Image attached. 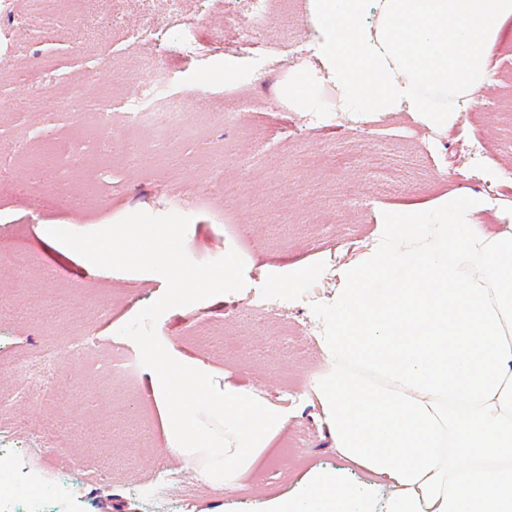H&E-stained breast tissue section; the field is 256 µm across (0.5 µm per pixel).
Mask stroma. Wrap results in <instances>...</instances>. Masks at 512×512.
<instances>
[{
	"mask_svg": "<svg viewBox=\"0 0 512 512\" xmlns=\"http://www.w3.org/2000/svg\"><path fill=\"white\" fill-rule=\"evenodd\" d=\"M260 17L243 15L263 30V45L236 53L224 0H87L73 16L61 0L60 18L71 39L44 38L27 0H11L0 11V259L15 251L32 258L14 286L32 305L67 297L49 324L0 321V460L45 467L78 468L62 486L56 512H180L179 499L192 490L190 512H263L275 495H298L305 470L344 466L307 395L278 403L288 420L294 451L273 444L241 489L213 491L177 459L164 455L163 432L149 406L148 377L137 366L128 389L109 375L114 351L130 354L137 344L121 328L166 291L158 274L90 269L81 281L66 270L76 262L39 236L42 225L92 232L143 211L189 216L184 239L188 256L206 262L236 251L245 262V287L166 311L156 332L163 342L223 369L227 381L253 387L263 398L282 389L286 378L306 381L322 374L326 356L318 337L331 311L310 308V293L326 291L323 268L343 269L366 246L378 244L389 217L403 205L437 206L441 196L468 194L495 199L494 209L468 216L491 233L512 225V31L504 34L482 88L461 106L460 117L436 130L414 124L411 113L364 117L356 124L332 113L339 94L317 55V32L309 0H267ZM164 26L156 41L143 43L134 31L143 21ZM201 55L183 54L186 36ZM39 66L53 85V102L41 110L21 108L25 99L17 70ZM171 71L167 95L184 112H207L211 123L192 127L174 146L144 153L136 166L112 151L126 127L123 105L149 98L147 74ZM305 73L313 93L310 111L325 113L323 126L302 123V111L280 100V84ZM91 75L84 100L71 96L74 78ZM110 110V137L100 136L95 115ZM487 145L480 169L467 172V141L460 129ZM84 136L96 155L78 166L74 188L53 186L58 146ZM238 182L242 194L224 200L222 185ZM401 183L395 195L379 198L380 182ZM362 231L365 247L339 242L340 232ZM59 273L46 279L41 269ZM43 349L61 350L57 405L32 401L11 371L14 359ZM179 481L164 502L150 496L165 471Z\"/></svg>",
	"mask_w": 512,
	"mask_h": 512,
	"instance_id": "obj_1",
	"label": "stroma"
}]
</instances>
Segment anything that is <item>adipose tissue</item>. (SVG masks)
Masks as SVG:
<instances>
[{"label": "adipose tissue", "mask_w": 512, "mask_h": 512, "mask_svg": "<svg viewBox=\"0 0 512 512\" xmlns=\"http://www.w3.org/2000/svg\"><path fill=\"white\" fill-rule=\"evenodd\" d=\"M310 0L329 79L360 111L452 118L431 96L470 98L512 0ZM432 224L396 211L387 239L347 266L320 336L312 390L337 453L368 475L314 470L266 512H512V231L465 223L468 195ZM150 399L166 451L215 490L237 489L285 418L253 389L175 345L150 346ZM392 492L374 504L375 479Z\"/></svg>", "instance_id": "1"}]
</instances>
